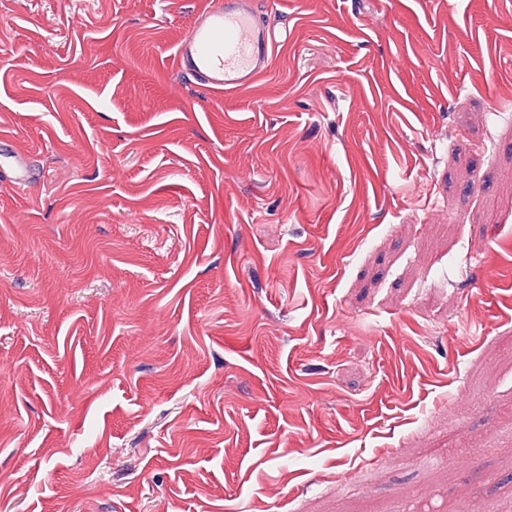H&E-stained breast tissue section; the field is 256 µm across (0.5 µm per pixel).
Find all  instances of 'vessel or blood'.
Segmentation results:
<instances>
[{
    "mask_svg": "<svg viewBox=\"0 0 512 512\" xmlns=\"http://www.w3.org/2000/svg\"><path fill=\"white\" fill-rule=\"evenodd\" d=\"M254 0H210L174 47L177 71L197 86L229 92L253 83L269 67L279 34L254 18ZM14 186L24 189L38 178L29 154L0 153Z\"/></svg>",
    "mask_w": 512,
    "mask_h": 512,
    "instance_id": "vessel-or-blood-1",
    "label": "vessel or blood"
}]
</instances>
